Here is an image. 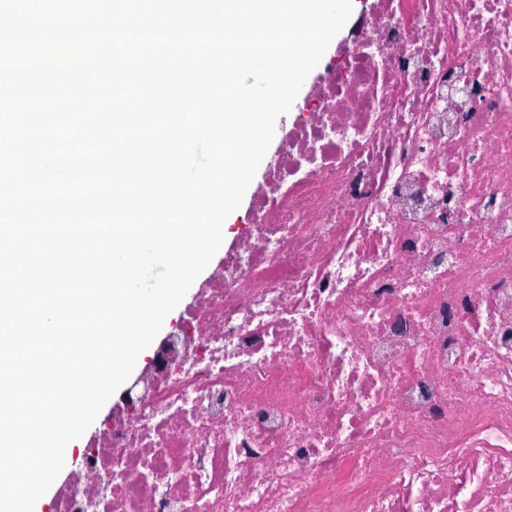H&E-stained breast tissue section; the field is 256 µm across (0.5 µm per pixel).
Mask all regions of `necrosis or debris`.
Instances as JSON below:
<instances>
[{
	"instance_id": "obj_1",
	"label": "necrosis or debris",
	"mask_w": 512,
	"mask_h": 512,
	"mask_svg": "<svg viewBox=\"0 0 512 512\" xmlns=\"http://www.w3.org/2000/svg\"><path fill=\"white\" fill-rule=\"evenodd\" d=\"M54 512H512V0H373Z\"/></svg>"
}]
</instances>
